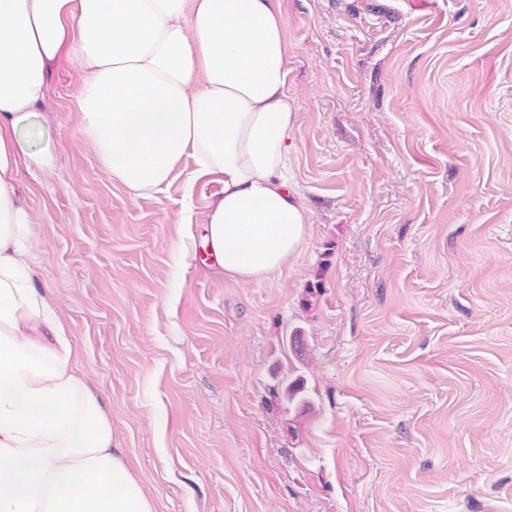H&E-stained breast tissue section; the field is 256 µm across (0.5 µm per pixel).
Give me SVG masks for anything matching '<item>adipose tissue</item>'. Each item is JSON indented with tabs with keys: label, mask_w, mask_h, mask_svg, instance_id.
<instances>
[{
	"label": "adipose tissue",
	"mask_w": 512,
	"mask_h": 512,
	"mask_svg": "<svg viewBox=\"0 0 512 512\" xmlns=\"http://www.w3.org/2000/svg\"><path fill=\"white\" fill-rule=\"evenodd\" d=\"M65 49L88 73L81 135L132 197L188 158L220 176L206 241L247 283L279 272L311 222L286 173L284 20L279 0H0V512H156L27 260L16 174L54 162L37 108Z\"/></svg>",
	"instance_id": "1"
}]
</instances>
